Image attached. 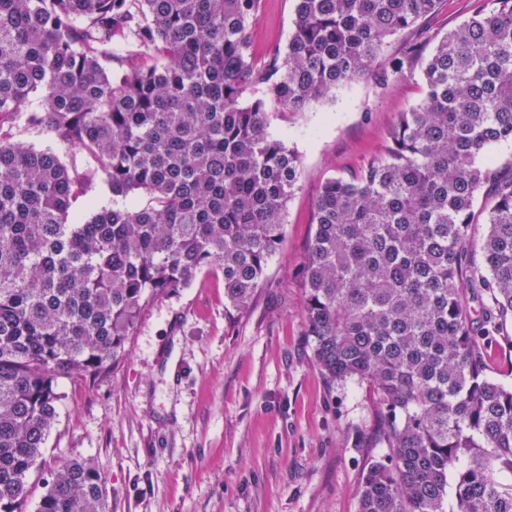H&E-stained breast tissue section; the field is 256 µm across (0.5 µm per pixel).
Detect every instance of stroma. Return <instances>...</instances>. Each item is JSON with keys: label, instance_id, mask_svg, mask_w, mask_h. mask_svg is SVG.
Here are the masks:
<instances>
[{"label": "stroma", "instance_id": "obj_1", "mask_svg": "<svg viewBox=\"0 0 512 512\" xmlns=\"http://www.w3.org/2000/svg\"><path fill=\"white\" fill-rule=\"evenodd\" d=\"M477 0H443L388 39L378 68L407 43H429L467 20ZM293 0H260L256 62L284 47ZM420 68L341 87L335 100L274 116L269 131L300 157L301 177L276 255L243 314L224 317V282L197 277L143 312L127 354L96 379L64 378L63 399L28 477L26 512L65 463L91 462L109 512H358L363 474L385 455L372 389L331 382L305 328L301 262L327 178L361 168L388 144L399 112L421 97Z\"/></svg>", "mask_w": 512, "mask_h": 512}]
</instances>
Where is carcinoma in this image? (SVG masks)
<instances>
[{"instance_id":"obj_1","label":"carcinoma","mask_w":512,"mask_h":512,"mask_svg":"<svg viewBox=\"0 0 512 512\" xmlns=\"http://www.w3.org/2000/svg\"><path fill=\"white\" fill-rule=\"evenodd\" d=\"M294 2L286 46L258 65L259 0H0V512H25L59 379L120 361L152 300L214 273L224 318L248 309L300 179L270 110L367 76L384 89L418 62L423 97L386 151L322 185L306 333L325 376L368 383L382 413L389 453L359 512H512V385L485 360L512 335V177L479 164L512 141V0H481L389 72L385 41L441 0ZM33 93L43 110L28 113ZM21 118L85 163L12 142ZM101 183L112 206L70 222ZM103 485L65 464L36 512H107Z\"/></svg>"}]
</instances>
